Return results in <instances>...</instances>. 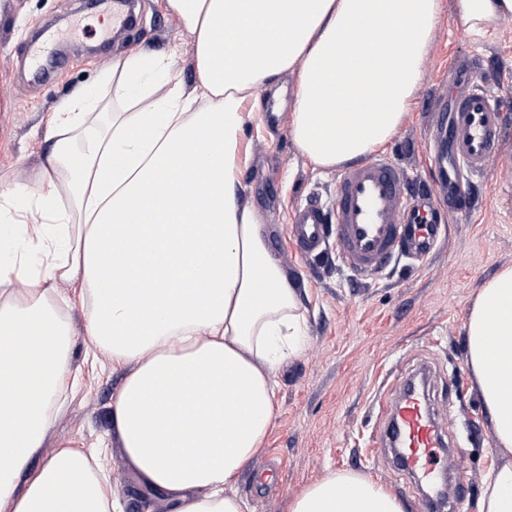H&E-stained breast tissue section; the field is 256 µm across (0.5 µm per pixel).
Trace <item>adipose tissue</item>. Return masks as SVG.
I'll use <instances>...</instances> for the list:
<instances>
[{
    "label": "adipose tissue",
    "instance_id": "1",
    "mask_svg": "<svg viewBox=\"0 0 512 512\" xmlns=\"http://www.w3.org/2000/svg\"><path fill=\"white\" fill-rule=\"evenodd\" d=\"M194 37L196 80L176 50L113 57L93 97L49 112L36 195L0 196V512H114L93 457L42 448L75 383L56 282L89 301L87 343L126 374L112 400L124 457L169 512H243L232 485L276 415L275 372L299 355V294L241 203L240 144L253 88L295 74L291 137L335 169L388 143L424 71L442 0H166ZM485 32L512 0H455ZM385 35L366 52V26ZM369 101L373 111H359ZM468 365L498 461L478 512H512V268L484 283L466 325ZM290 512H404L353 472L306 486Z\"/></svg>",
    "mask_w": 512,
    "mask_h": 512
}]
</instances>
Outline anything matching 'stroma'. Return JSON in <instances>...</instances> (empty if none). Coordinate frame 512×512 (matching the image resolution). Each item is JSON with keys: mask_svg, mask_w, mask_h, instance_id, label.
I'll use <instances>...</instances> for the list:
<instances>
[{"mask_svg": "<svg viewBox=\"0 0 512 512\" xmlns=\"http://www.w3.org/2000/svg\"><path fill=\"white\" fill-rule=\"evenodd\" d=\"M443 11L408 115L382 148L422 185L435 177L429 114L434 100L454 92L448 83L454 58L482 54L485 68L495 76L487 88L508 107L505 143L512 152V18L479 34L455 22L453 0H443ZM135 14V25L116 38L110 25L112 0H0V191H35V175L51 146L45 138L47 112L78 89L101 94L97 77L113 56L179 45L174 70L184 83L193 84V37L166 10L165 0H138ZM296 94L292 80L279 92L264 87L254 91L259 105L276 102L280 120L275 125L262 119L246 124L240 198L266 224L272 251L297 285L307 343L276 372L277 413L261 453L272 467L271 482L258 485L256 469L248 466L233 489L244 512H289L295 496L309 484L334 471H351L395 496L404 512H418L420 485L396 466L385 447L381 416L372 402L399 395L396 385H383L386 372L410 373L425 366L452 439L448 473L468 485L459 512H477L483 478L497 455L489 416L468 366L466 323L483 284L512 267V172L494 166L475 180V212L453 218L450 246L424 269L399 263L368 283H357L333 253L304 259L287 247L291 207L312 193L334 199L339 176L314 167L295 147L289 123ZM55 289L70 305L77 380L39 460L64 447L103 449L102 464L122 512H143L146 502L153 512H169L162 498H147L112 429V397L123 370L87 357L80 291L63 282Z\"/></svg>", "mask_w": 512, "mask_h": 512, "instance_id": "obj_1", "label": "stroma"}]
</instances>
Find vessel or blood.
I'll use <instances>...</instances> for the list:
<instances>
[{
	"instance_id": "b4317fda",
	"label": "vessel or blood",
	"mask_w": 512,
	"mask_h": 512,
	"mask_svg": "<svg viewBox=\"0 0 512 512\" xmlns=\"http://www.w3.org/2000/svg\"><path fill=\"white\" fill-rule=\"evenodd\" d=\"M452 77L455 94L435 105V129L448 142L437 160L435 189L414 191L407 170L384 154L356 163L338 179L333 209L310 199L293 210L289 234L299 254L333 247L342 265L362 279L375 277L396 257L423 265L444 240L447 218L468 211L470 177L494 164L512 169L504 106L482 90L478 57L459 60ZM390 414L388 437L403 468L415 474L445 466L437 451L446 442L427 392H403Z\"/></svg>"
}]
</instances>
